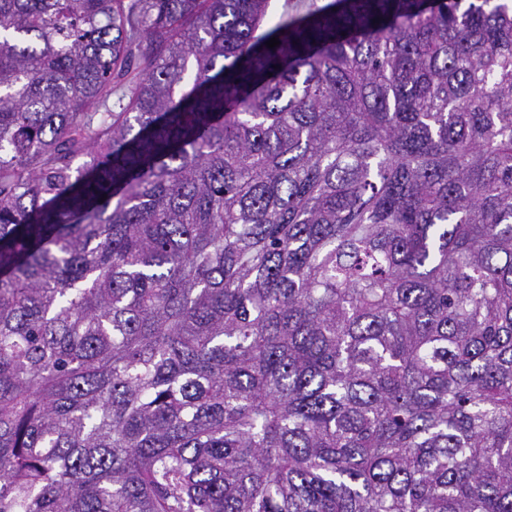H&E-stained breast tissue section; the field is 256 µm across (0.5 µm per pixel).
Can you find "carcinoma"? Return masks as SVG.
I'll return each mask as SVG.
<instances>
[{
  "instance_id": "cac0c4a2",
  "label": "carcinoma",
  "mask_w": 512,
  "mask_h": 512,
  "mask_svg": "<svg viewBox=\"0 0 512 512\" xmlns=\"http://www.w3.org/2000/svg\"><path fill=\"white\" fill-rule=\"evenodd\" d=\"M267 7L0 0V512H512V0Z\"/></svg>"
}]
</instances>
